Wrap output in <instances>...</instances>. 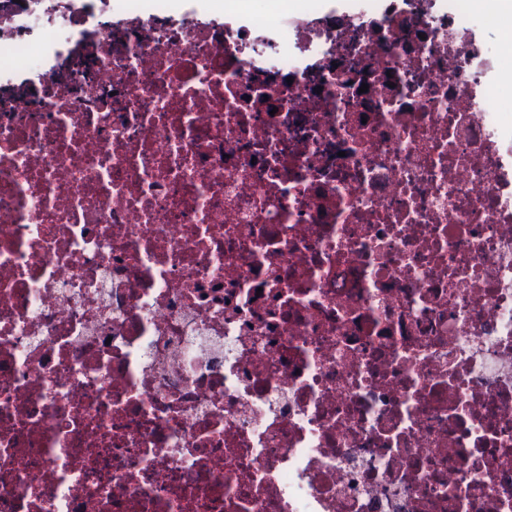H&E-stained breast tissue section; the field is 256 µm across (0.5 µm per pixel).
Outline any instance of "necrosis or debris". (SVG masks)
Returning <instances> with one entry per match:
<instances>
[{
  "instance_id": "4bbe7bcc",
  "label": "necrosis or debris",
  "mask_w": 512,
  "mask_h": 512,
  "mask_svg": "<svg viewBox=\"0 0 512 512\" xmlns=\"http://www.w3.org/2000/svg\"><path fill=\"white\" fill-rule=\"evenodd\" d=\"M0 6V512H512V121L474 0Z\"/></svg>"
}]
</instances>
